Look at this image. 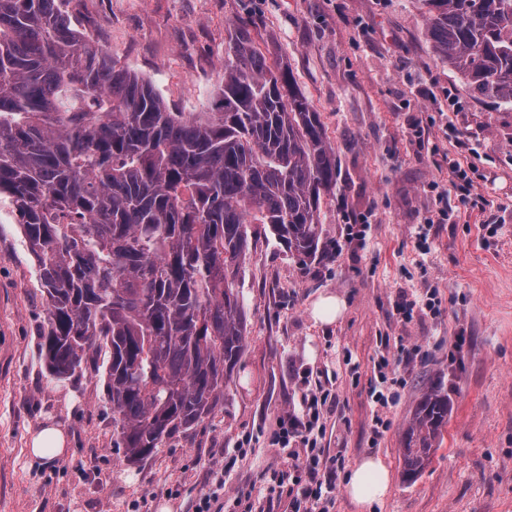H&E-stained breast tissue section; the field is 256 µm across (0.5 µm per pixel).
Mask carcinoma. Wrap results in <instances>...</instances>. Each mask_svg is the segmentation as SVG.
Wrapping results in <instances>:
<instances>
[{
	"label": "carcinoma",
	"mask_w": 512,
	"mask_h": 512,
	"mask_svg": "<svg viewBox=\"0 0 512 512\" xmlns=\"http://www.w3.org/2000/svg\"><path fill=\"white\" fill-rule=\"evenodd\" d=\"M63 0H0V195L22 218L48 307L50 380L110 350L115 444L129 462L211 414L245 349L236 287L248 224L304 265L335 152L285 68L241 28L215 112H176L76 29ZM436 54L478 96L512 104V0H422ZM448 395L423 394L404 474L429 464Z\"/></svg>",
	"instance_id": "cac0c4a2"
}]
</instances>
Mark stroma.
<instances>
[{
    "label": "stroma",
    "mask_w": 512,
    "mask_h": 512,
    "mask_svg": "<svg viewBox=\"0 0 512 512\" xmlns=\"http://www.w3.org/2000/svg\"><path fill=\"white\" fill-rule=\"evenodd\" d=\"M65 10L179 112L217 100L224 44L249 28L319 112L338 178L319 211L323 260L301 265L267 225H248L238 375L213 413L137 464L115 445L105 356L50 381L38 264L1 210L0 512H194L205 494L212 512H293L309 459L289 458L273 436L309 390L327 396L314 436L321 463H338L331 512H364L343 485L370 454L392 474L373 512H512V105L476 97L436 55L420 0H69ZM453 164L469 191L449 182ZM431 288L433 310L398 312ZM325 296L344 304L331 323L313 313ZM385 376L398 383L383 407L373 392ZM434 384L448 421L409 482L405 431ZM48 423L70 445L44 465L27 448Z\"/></svg>",
    "instance_id": "35a3bbf8"
}]
</instances>
